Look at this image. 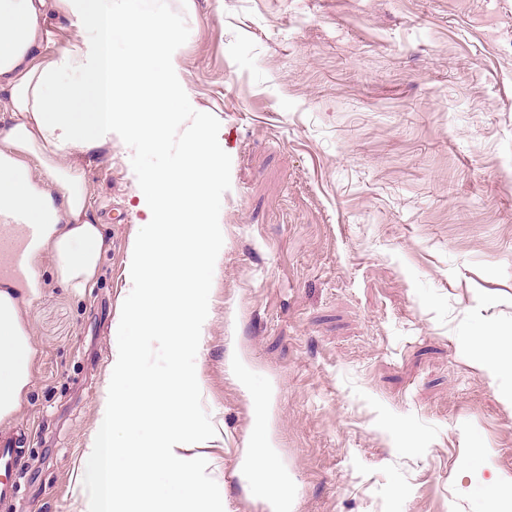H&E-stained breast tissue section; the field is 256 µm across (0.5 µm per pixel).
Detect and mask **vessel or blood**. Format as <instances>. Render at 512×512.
<instances>
[{"label": "vessel or blood", "mask_w": 512, "mask_h": 512, "mask_svg": "<svg viewBox=\"0 0 512 512\" xmlns=\"http://www.w3.org/2000/svg\"><path fill=\"white\" fill-rule=\"evenodd\" d=\"M41 232V225L29 223L23 210L0 212V280L24 287L29 276V250Z\"/></svg>", "instance_id": "vessel-or-blood-1"}]
</instances>
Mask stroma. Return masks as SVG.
<instances>
[{"label":"stroma","instance_id":"stroma-1","mask_svg":"<svg viewBox=\"0 0 512 512\" xmlns=\"http://www.w3.org/2000/svg\"><path fill=\"white\" fill-rule=\"evenodd\" d=\"M232 160L197 357L224 512L256 436L290 512H475L512 493V404L465 352L512 359V0H155ZM120 137L90 153L110 243L73 295L51 257L24 293L32 371L0 512H85L80 460L144 221ZM261 405H254V398ZM495 336L491 329H481L468 336L464 342L465 350L479 363V365L492 372L506 373L510 376V388H506L503 395L512 402V361L508 364L495 360Z\"/></svg>","mask_w":512,"mask_h":512}]
</instances>
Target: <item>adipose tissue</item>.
<instances>
[{
  "label": "adipose tissue",
  "instance_id": "ef3b65f1",
  "mask_svg": "<svg viewBox=\"0 0 512 512\" xmlns=\"http://www.w3.org/2000/svg\"><path fill=\"white\" fill-rule=\"evenodd\" d=\"M67 23L58 43L47 17ZM125 32L132 47L112 61V0H0V210L19 208L42 236L32 250L55 258L61 282L76 294L91 287L107 248L87 211L84 169L69 163L121 135L142 150H162L161 126H146L147 109L182 121L195 111L173 61L177 30L166 17L130 7ZM81 76L64 86V70ZM93 95V109L73 111ZM31 344L17 302L0 290V420L17 413L28 384Z\"/></svg>",
  "mask_w": 512,
  "mask_h": 512
}]
</instances>
